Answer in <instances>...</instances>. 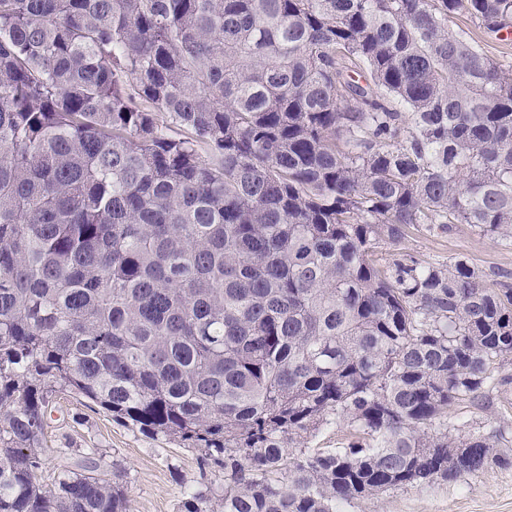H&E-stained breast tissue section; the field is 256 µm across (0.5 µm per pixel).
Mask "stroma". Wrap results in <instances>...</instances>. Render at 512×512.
Instances as JSON below:
<instances>
[{
  "instance_id": "obj_1",
  "label": "stroma",
  "mask_w": 512,
  "mask_h": 512,
  "mask_svg": "<svg viewBox=\"0 0 512 512\" xmlns=\"http://www.w3.org/2000/svg\"><path fill=\"white\" fill-rule=\"evenodd\" d=\"M383 262L414 257L445 262L462 256L494 285H512V239H490L467 224L447 231H411L401 243H379ZM482 401L452 406L445 428L497 441L501 461L482 474L393 490L344 503L343 512H512V364L494 366ZM46 470L97 449L125 472L130 512H178L184 488L203 483L197 452L149 437L71 393L54 396L45 427Z\"/></svg>"
}]
</instances>
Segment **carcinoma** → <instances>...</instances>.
<instances>
[{
	"label": "carcinoma",
	"mask_w": 512,
	"mask_h": 512,
	"mask_svg": "<svg viewBox=\"0 0 512 512\" xmlns=\"http://www.w3.org/2000/svg\"><path fill=\"white\" fill-rule=\"evenodd\" d=\"M512 0H0V512H129L52 396L199 454L179 512H337L480 474L439 430L512 288L381 241L512 238ZM356 440L309 446L330 425ZM448 28L453 31L463 29L469 32L471 37L484 48L489 56L501 61L503 64L511 63L512 65V27L507 30L504 29L497 34L490 33L482 27H478L466 16L455 15L449 18ZM508 30L511 31V42L506 44L500 41L499 38Z\"/></svg>",
	"instance_id": "cac0c4a2"
}]
</instances>
